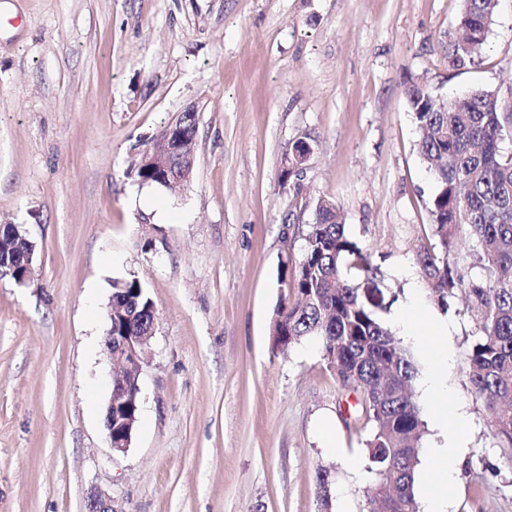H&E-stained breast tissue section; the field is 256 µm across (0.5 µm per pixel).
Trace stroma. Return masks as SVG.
Returning a JSON list of instances; mask_svg holds the SVG:
<instances>
[{
  "label": "stroma",
  "instance_id": "35a3bbf8",
  "mask_svg": "<svg viewBox=\"0 0 512 512\" xmlns=\"http://www.w3.org/2000/svg\"><path fill=\"white\" fill-rule=\"evenodd\" d=\"M461 0H0V224L35 244L24 287L0 278V512H363L367 431L350 416L316 340L272 348L269 328L297 261L299 224L322 195L371 253L378 319L416 367L395 314L432 302L416 264L435 176L417 152L408 81L434 97L512 88V0L474 63L449 64ZM198 113L191 180L170 191L130 167L186 107ZM313 146L300 190L278 174ZM137 278L157 318L140 376L139 426L109 446L102 350L113 280ZM448 397L468 449L448 512H512V461L471 393L478 321L449 299ZM331 429L335 450L323 431Z\"/></svg>",
  "mask_w": 512,
  "mask_h": 512
}]
</instances>
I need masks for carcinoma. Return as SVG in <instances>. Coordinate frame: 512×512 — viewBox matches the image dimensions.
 <instances>
[{"label": "carcinoma", "mask_w": 512, "mask_h": 512, "mask_svg": "<svg viewBox=\"0 0 512 512\" xmlns=\"http://www.w3.org/2000/svg\"><path fill=\"white\" fill-rule=\"evenodd\" d=\"M498 4L463 0L462 37L452 66L461 68L479 55ZM405 94L420 132L418 153L439 184L429 206L434 242L418 251L416 264L438 307L459 295L471 300L478 333L465 376L484 404L499 447L512 459V154L500 147L502 134L512 130V102L488 90L438 100L418 81L409 82ZM461 228L475 242L485 272L478 282L465 280L453 261ZM303 240L300 259L283 270L294 301L279 304L272 347L285 351L306 337L317 338L327 367L359 393L360 420L370 427L367 469L374 476L364 512H419L414 473L425 424L411 391L417 368L403 342L376 317L384 297L363 292L362 284L376 278L379 268L346 233L338 206L325 197L314 199ZM119 306L125 315L112 319V331L139 337L149 332L155 303L137 279L112 281V308ZM113 415L122 419L113 423V432L133 435L140 399ZM316 478L328 508L335 476L320 468Z\"/></svg>", "instance_id": "1"}]
</instances>
